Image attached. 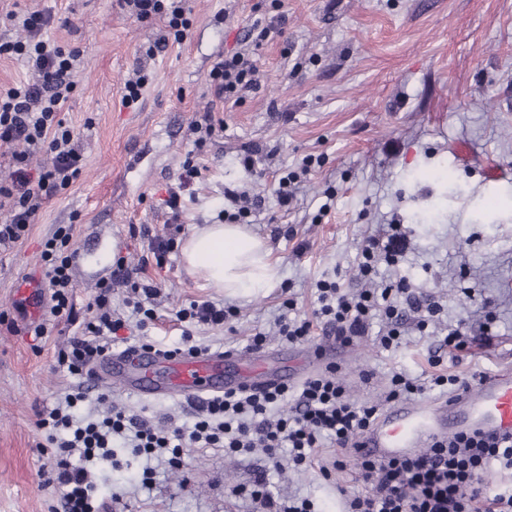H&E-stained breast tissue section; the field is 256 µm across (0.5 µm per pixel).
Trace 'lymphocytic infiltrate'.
Listing matches in <instances>:
<instances>
[{
    "label": "lymphocytic infiltrate",
    "instance_id": "obj_1",
    "mask_svg": "<svg viewBox=\"0 0 512 512\" xmlns=\"http://www.w3.org/2000/svg\"><path fill=\"white\" fill-rule=\"evenodd\" d=\"M123 2L137 19L166 23V34L146 49V56L165 50L169 43L182 42L189 27L182 0ZM49 23L48 15L28 14L22 25L30 35L29 42L0 44V56H20L37 76L32 84L0 94V142L24 146L13 157L10 184H0V208L10 212L9 220L0 224V246L22 239L40 196L67 188L81 170L83 156L74 136L57 117L75 88L73 72L79 53L45 38ZM208 81L213 95L227 102L240 101L261 85L258 68L241 52L219 59ZM36 150L49 154L51 162L34 171L29 158ZM71 238L70 227L62 226L46 243L49 268L45 276L51 290L50 312L56 317L72 310ZM405 246L406 236L398 224L392 225L387 239L366 238L361 247L363 276L374 274L378 260L398 264ZM115 279L138 293L130 303L131 316L126 319L113 313L112 288L104 286L94 300V315L83 323L82 335L73 338L69 352L58 360L70 374H82L92 361L107 354L113 336L128 324L142 329L154 319L153 309L145 305L154 294L153 287L135 280L122 265L117 266ZM316 292L318 307L313 319L281 324L279 332L288 342L307 340L317 326L347 345L365 335L373 319L381 317L386 331L378 342L390 349L401 342L407 313H415L423 329L443 310L438 300L412 289L405 280L384 286L378 293L365 289L354 294L334 280L322 279L316 283ZM288 391L284 384L210 396L198 403L192 424L167 428L155 427L121 409L102 418L81 413V405L89 398L100 403L107 399L106 394L95 393L93 386L65 392L38 423L51 450L52 466L45 484L57 493L53 512H103L89 466L111 460L117 443L135 456L163 457L176 467L188 447L221 448L231 455L259 450L270 459L285 448L294 465L314 463L324 475L333 468L344 469L347 455L376 420L378 407L352 401L333 363L302 382L291 413L282 415L278 408L287 400ZM326 442L335 445L336 456L331 464L316 463V450ZM358 465L360 477L371 491L347 498L346 512H512V485H492L484 479L492 468L512 471V437L491 442L457 435L404 459L362 458Z\"/></svg>",
    "mask_w": 512,
    "mask_h": 512
}]
</instances>
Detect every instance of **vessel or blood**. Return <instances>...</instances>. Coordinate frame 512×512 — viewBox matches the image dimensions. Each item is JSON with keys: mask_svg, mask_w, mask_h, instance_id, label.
<instances>
[{"mask_svg": "<svg viewBox=\"0 0 512 512\" xmlns=\"http://www.w3.org/2000/svg\"><path fill=\"white\" fill-rule=\"evenodd\" d=\"M112 241L98 239L92 261H80L86 280H98ZM95 384L112 386L144 397L174 401L200 400L244 387H272L293 379L290 369L271 374L258 354L228 350L170 355L140 348L113 352L87 373ZM501 438L512 435V367L477 377L448 398H424L386 408L359 439L361 455L376 460L404 458L435 441L459 434Z\"/></svg>", "mask_w": 512, "mask_h": 512, "instance_id": "obj_1", "label": "vessel or blood"}]
</instances>
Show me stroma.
I'll return each instance as SVG.
<instances>
[{
	"label": "stroma",
	"instance_id": "35a3bbf8",
	"mask_svg": "<svg viewBox=\"0 0 512 512\" xmlns=\"http://www.w3.org/2000/svg\"><path fill=\"white\" fill-rule=\"evenodd\" d=\"M191 26L183 43L143 59L162 34L161 20L143 22L122 0H0V42L22 41L20 19L51 14L46 34L79 49L76 87L58 117L83 153L81 173L42 199L21 240L0 249V512H51L42 487L48 455L38 448L36 423L77 377L58 364L90 314L96 283L73 279V314L49 318L36 337L20 320L13 295L34 272L44 275V245L58 226L73 228L82 249L94 231L120 239L118 252L139 280L153 285L157 314L143 336L121 330L120 350L147 341L159 349L191 332L195 345L246 352L251 336L267 335L265 351L288 349L274 331L286 299L293 316L317 306L314 284L336 278L355 291L366 282L358 249L369 236L387 238L403 225L405 253L378 278H407L441 298L449 324L464 321L492 331L462 360L445 353L447 372L469 376L512 364V0H186ZM285 14L284 33L262 45L240 46L252 16ZM246 48L264 76L261 89L237 104L213 101L208 73L217 56ZM143 67L148 82L139 103L123 106L124 84ZM212 109L218 129L197 146L191 125ZM258 148L255 169L236 156ZM201 174L187 188L186 161ZM504 173L488 179L486 167ZM296 173L299 190L288 205L276 197L278 179ZM247 185L262 207L250 227L272 249L273 287L230 298L197 274L179 251L157 266L151 242L182 243L201 224L224 221V188ZM180 191L178 213L166 204ZM238 310L231 325L183 328L176 312L190 302ZM381 320L338 351L334 362L350 398L387 408L394 374L426 378L439 339L408 320L398 347L379 348ZM159 427L192 419L190 404L113 394L110 407ZM119 468L93 466L99 494L112 512H262L234 495L267 471L279 498H309L318 512H342L343 496L366 491L354 461L323 479L314 469H278L262 453L225 455L188 448L182 468L145 461L118 449ZM153 480L142 485L145 465Z\"/></svg>",
	"mask_w": 512,
	"mask_h": 512
}]
</instances>
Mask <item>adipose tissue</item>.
<instances>
[{"instance_id":"obj_1","label":"adipose tissue","mask_w":512,"mask_h":512,"mask_svg":"<svg viewBox=\"0 0 512 512\" xmlns=\"http://www.w3.org/2000/svg\"><path fill=\"white\" fill-rule=\"evenodd\" d=\"M182 259L190 272L230 297L270 287L276 275L267 242L239 224H206L184 241Z\"/></svg>"}]
</instances>
